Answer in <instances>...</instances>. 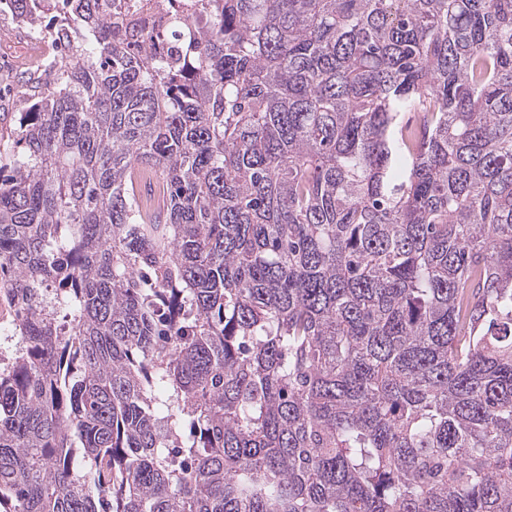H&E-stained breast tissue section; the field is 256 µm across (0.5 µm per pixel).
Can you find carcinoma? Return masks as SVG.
I'll use <instances>...</instances> for the list:
<instances>
[{
  "mask_svg": "<svg viewBox=\"0 0 512 512\" xmlns=\"http://www.w3.org/2000/svg\"><path fill=\"white\" fill-rule=\"evenodd\" d=\"M115 2L0 0L75 56L0 134V512H512V0Z\"/></svg>",
  "mask_w": 512,
  "mask_h": 512,
  "instance_id": "obj_1",
  "label": "carcinoma"
}]
</instances>
